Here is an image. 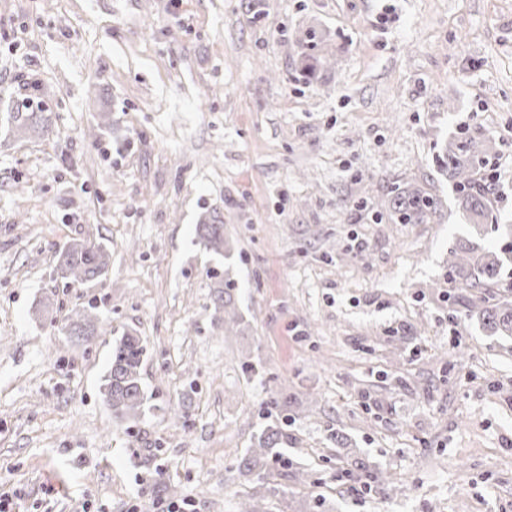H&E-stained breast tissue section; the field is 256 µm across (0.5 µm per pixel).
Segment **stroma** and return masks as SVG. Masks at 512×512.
Returning <instances> with one entry per match:
<instances>
[{
    "label": "stroma",
    "mask_w": 512,
    "mask_h": 512,
    "mask_svg": "<svg viewBox=\"0 0 512 512\" xmlns=\"http://www.w3.org/2000/svg\"><path fill=\"white\" fill-rule=\"evenodd\" d=\"M34 86L47 137L12 124ZM462 129L512 166V0H0L11 512H512V337L477 315L512 303V195L470 223L441 160ZM410 186L441 223L377 209ZM210 216L229 255L198 241ZM74 238L110 246L101 282L57 278ZM459 244L498 281L449 278ZM91 304L93 340L65 336ZM130 329L148 408L120 423L100 385ZM273 418L293 468L263 488L236 460ZM234 288L235 285L230 280L219 281L214 287V310L216 314H219L216 316V320L224 324L225 331H232L240 320L234 303Z\"/></svg>",
    "instance_id": "obj_1"
}]
</instances>
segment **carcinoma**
<instances>
[{"label": "carcinoma", "instance_id": "1", "mask_svg": "<svg viewBox=\"0 0 512 512\" xmlns=\"http://www.w3.org/2000/svg\"><path fill=\"white\" fill-rule=\"evenodd\" d=\"M22 131H51L52 116L43 105L29 101L16 109L14 116ZM486 148L483 142L471 137H455L446 146L448 174L454 181L458 198L469 216L478 224L489 219L487 193L476 182L477 165L483 162ZM387 207L389 216L397 224H432L440 212L436 197L421 189L399 188L394 195L379 203ZM197 234L205 248L217 254L224 252V224L213 216L205 224L197 225ZM111 252L102 243L74 239L58 249L57 273L61 278L77 284L96 282L106 276ZM448 268L453 278L472 288H482L497 280L500 272L499 259L490 253H477L470 248L457 247L451 252ZM233 282H218L214 287L213 304L216 320L231 331L239 323L233 290ZM482 320L495 334L512 335V307L486 308L481 311ZM97 315L91 305L74 312L64 326L66 332L77 340L88 341L95 336ZM145 347L143 338L135 331H126L112 343V355L107 374L101 384V393L112 417L122 421L135 419L142 413L146 395L142 385L141 369ZM283 433L272 423L257 441L238 459V470L247 476L261 479L271 476L269 463L288 466V458L281 456L279 445Z\"/></svg>", "mask_w": 512, "mask_h": 512}]
</instances>
